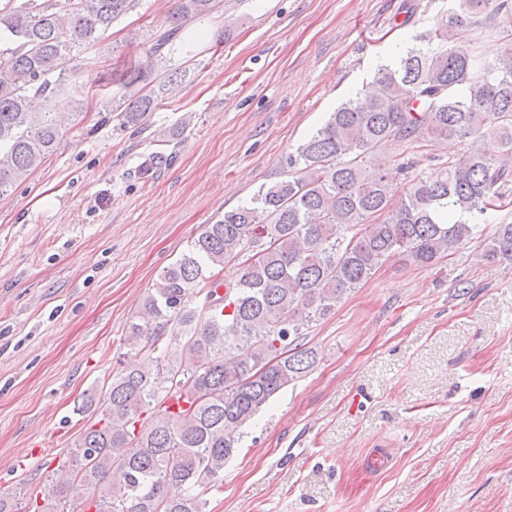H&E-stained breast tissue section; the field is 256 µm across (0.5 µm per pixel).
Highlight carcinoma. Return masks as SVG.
<instances>
[{"label": "carcinoma", "mask_w": 512, "mask_h": 512, "mask_svg": "<svg viewBox=\"0 0 512 512\" xmlns=\"http://www.w3.org/2000/svg\"><path fill=\"white\" fill-rule=\"evenodd\" d=\"M138 0H0V196L56 150L60 129L44 106L68 81L65 63L94 45ZM216 0H175L153 34L159 57L190 48L183 31ZM491 10L512 27L508 0H457L391 65L371 91L330 113L283 161L284 177L207 224L159 276L127 327L142 357L84 394L77 411L98 421L67 462L16 512H206L202 494L224 482L240 428L270 407L316 361L310 324L367 283L388 259L420 266L512 211V45L474 56L465 33ZM176 69L157 83L128 69L125 93L103 119L136 125L162 101ZM455 139L438 171L408 178L375 150L387 140ZM407 187L393 205L392 183ZM489 262L512 261V223L482 239ZM230 268L232 272L225 273ZM46 501V507L32 505Z\"/></svg>", "instance_id": "carcinoma-1"}]
</instances>
